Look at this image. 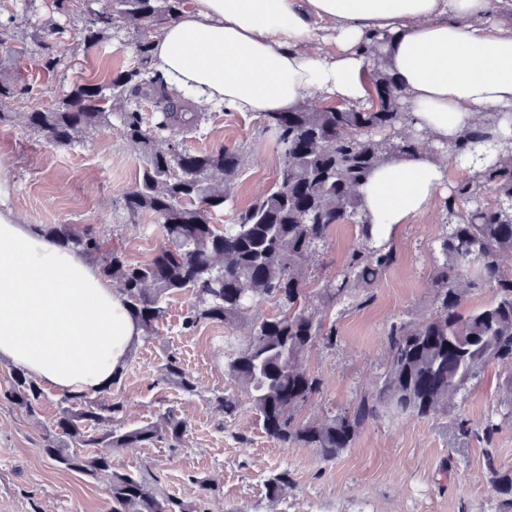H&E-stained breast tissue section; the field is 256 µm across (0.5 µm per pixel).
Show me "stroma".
Wrapping results in <instances>:
<instances>
[{
	"label": "stroma",
	"mask_w": 512,
	"mask_h": 512,
	"mask_svg": "<svg viewBox=\"0 0 512 512\" xmlns=\"http://www.w3.org/2000/svg\"><path fill=\"white\" fill-rule=\"evenodd\" d=\"M15 15L26 49L0 66V76L25 84L29 93L12 101L11 112L50 109L78 81L105 83L113 70L133 63L139 33L122 24L112 41L88 50L81 32L86 0H71L68 14L53 0H0V17ZM59 27L53 45L60 60L54 70L42 66L39 37L43 27ZM197 130L184 134L193 151L237 145L247 163L236 180L220 224L270 189L278 154L258 116L207 107ZM142 174V160L126 142L116 117H109L66 148L48 142L23 121L0 125V206L24 223L75 224L104 233L107 246L146 261L163 241L153 216L128 219L122 201ZM448 214L442 207L404 225L393 245L396 261L372 288L356 292L325 309L336 342L315 344L304 366L323 383L321 394L297 413L300 421L348 411L370 391L385 368V337L393 323L417 319L436 309L431 274L436 240ZM359 244L358 228L336 225L328 246L307 281L316 291L347 263ZM192 298L173 296L155 339L136 344L112 393L124 404L126 423L157 420L175 410L188 422L183 446L164 443L119 448L113 462L129 472L150 470L169 494L200 502L204 512H496L500 500L488 470H512V404L505 386L512 364H490L447 413L420 418L390 410L371 421L351 448L332 463L307 448H282L268 439L249 400L225 416L206 402L215 391L229 390L219 348L227 334L213 324L187 334L182 315ZM181 358L197 379L199 395L188 396L156 382L168 354ZM39 419H32L0 398V512H108L104 482L64 471L41 449L42 421L58 412L59 391L47 389ZM497 424L486 437L487 423ZM288 472L290 487L277 500L266 495L269 477ZM215 480L218 489L199 498L193 478Z\"/></svg>",
	"instance_id": "obj_1"
}]
</instances>
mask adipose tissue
Returning a JSON list of instances; mask_svg holds the SVG:
<instances>
[{
	"label": "adipose tissue",
	"instance_id": "adipose-tissue-1",
	"mask_svg": "<svg viewBox=\"0 0 512 512\" xmlns=\"http://www.w3.org/2000/svg\"><path fill=\"white\" fill-rule=\"evenodd\" d=\"M378 34L413 126L434 144L469 130L512 134V0H189L154 36V69L172 91L236 112H285L311 96L366 103ZM453 153L392 160L359 188L370 244L445 191ZM141 331L124 297L71 249L0 208V360L41 384L96 395L122 369Z\"/></svg>",
	"mask_w": 512,
	"mask_h": 512
}]
</instances>
